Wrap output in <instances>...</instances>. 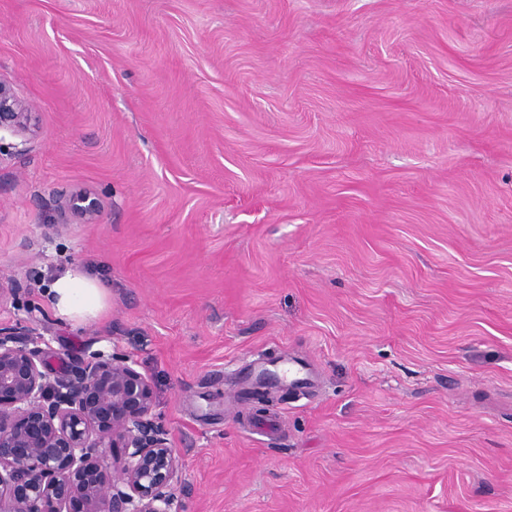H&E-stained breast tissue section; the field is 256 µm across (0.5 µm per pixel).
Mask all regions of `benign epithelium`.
<instances>
[{"mask_svg": "<svg viewBox=\"0 0 512 512\" xmlns=\"http://www.w3.org/2000/svg\"><path fill=\"white\" fill-rule=\"evenodd\" d=\"M27 145L29 105L0 82V133ZM60 215L98 220L74 192ZM32 319L0 325V512H179L182 463L155 414L151 379L123 354L92 352L63 372ZM121 453L108 457L107 449Z\"/></svg>", "mask_w": 512, "mask_h": 512, "instance_id": "benign-epithelium-1", "label": "benign epithelium"}]
</instances>
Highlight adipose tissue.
Listing matches in <instances>:
<instances>
[{"label": "adipose tissue", "instance_id": "ef3b65f1", "mask_svg": "<svg viewBox=\"0 0 512 512\" xmlns=\"http://www.w3.org/2000/svg\"><path fill=\"white\" fill-rule=\"evenodd\" d=\"M45 294L57 318L84 323L99 317L106 306V290L94 278L69 270L54 278Z\"/></svg>", "mask_w": 512, "mask_h": 512}]
</instances>
